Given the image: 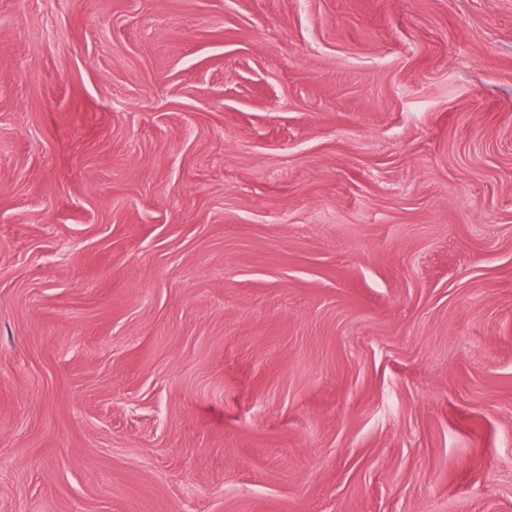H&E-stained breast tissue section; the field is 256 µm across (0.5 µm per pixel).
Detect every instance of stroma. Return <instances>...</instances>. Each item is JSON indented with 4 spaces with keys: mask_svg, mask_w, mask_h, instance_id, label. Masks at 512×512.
<instances>
[{
    "mask_svg": "<svg viewBox=\"0 0 512 512\" xmlns=\"http://www.w3.org/2000/svg\"><path fill=\"white\" fill-rule=\"evenodd\" d=\"M0 512H512V0H0Z\"/></svg>",
    "mask_w": 512,
    "mask_h": 512,
    "instance_id": "stroma-1",
    "label": "stroma"
}]
</instances>
